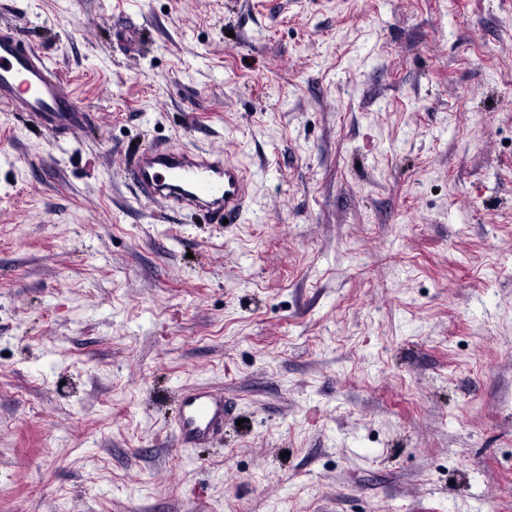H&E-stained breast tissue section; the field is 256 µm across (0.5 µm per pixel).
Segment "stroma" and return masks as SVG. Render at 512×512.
I'll return each mask as SVG.
<instances>
[{
	"mask_svg": "<svg viewBox=\"0 0 512 512\" xmlns=\"http://www.w3.org/2000/svg\"><path fill=\"white\" fill-rule=\"evenodd\" d=\"M0 512H512V0H0ZM250 177L211 224L144 149ZM223 392L207 445L179 396ZM0 108L25 112L49 131L78 128L88 117L48 57L6 34L0 35ZM131 178L145 196L172 209L203 212L209 223H232L249 194L246 169L219 152L151 147L138 156Z\"/></svg>",
	"mask_w": 512,
	"mask_h": 512,
	"instance_id": "obj_1",
	"label": "stroma"
}]
</instances>
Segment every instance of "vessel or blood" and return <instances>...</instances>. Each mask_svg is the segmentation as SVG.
Here are the masks:
<instances>
[{"label": "vessel or blood", "instance_id": "1", "mask_svg": "<svg viewBox=\"0 0 512 512\" xmlns=\"http://www.w3.org/2000/svg\"><path fill=\"white\" fill-rule=\"evenodd\" d=\"M0 108L26 113L49 131L80 127L88 117L48 57L6 34L0 35ZM131 177L145 196L164 199L178 211L203 212L212 224L235 220L249 194L246 169L219 152L151 147L138 156ZM227 414L223 392L197 388L186 393L179 415L181 441L210 442Z\"/></svg>", "mask_w": 512, "mask_h": 512}]
</instances>
